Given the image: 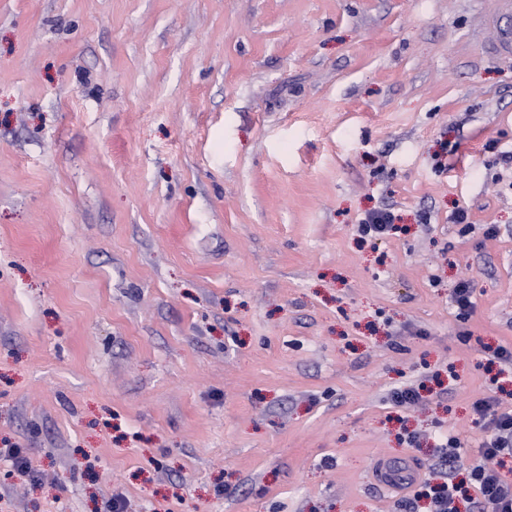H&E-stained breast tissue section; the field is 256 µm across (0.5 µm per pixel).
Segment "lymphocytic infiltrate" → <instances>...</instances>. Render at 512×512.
Listing matches in <instances>:
<instances>
[{"label":"lymphocytic infiltrate","mask_w":512,"mask_h":512,"mask_svg":"<svg viewBox=\"0 0 512 512\" xmlns=\"http://www.w3.org/2000/svg\"><path fill=\"white\" fill-rule=\"evenodd\" d=\"M473 413L488 433L481 446L483 464L469 467L465 479L455 480L461 442L457 436H448L437 449L439 483L427 478L419 481L412 497L402 500V512H415L420 499L429 500L430 512H459L457 503L462 499L472 500L476 512H512V481L491 466L492 461L512 456V413L500 411L493 397L477 399Z\"/></svg>","instance_id":"1"}]
</instances>
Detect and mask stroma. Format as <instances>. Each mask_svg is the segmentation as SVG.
<instances>
[{"label": "stroma", "instance_id": "stroma-1", "mask_svg": "<svg viewBox=\"0 0 512 512\" xmlns=\"http://www.w3.org/2000/svg\"><path fill=\"white\" fill-rule=\"evenodd\" d=\"M498 9L0 0V448L44 476L0 460V512H398L380 463L479 462L472 403L512 410ZM395 220L396 215L391 209H374L359 220V231L364 236L379 237L396 229ZM473 288L469 279H461L450 295V303L459 320L467 321L475 307ZM0 457L12 461L13 471L19 477L31 483H37L39 481L37 472L32 469L27 457L23 455L21 448H15V446L0 448Z\"/></svg>", "mask_w": 512, "mask_h": 512}]
</instances>
